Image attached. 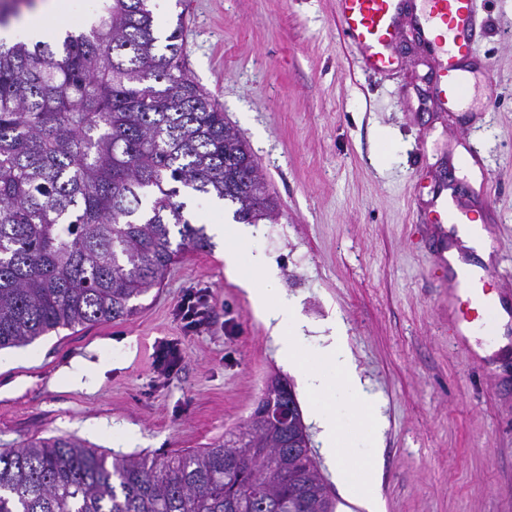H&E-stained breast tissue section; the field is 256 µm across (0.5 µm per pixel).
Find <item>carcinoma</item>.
Returning <instances> with one entry per match:
<instances>
[{
  "label": "carcinoma",
  "mask_w": 512,
  "mask_h": 512,
  "mask_svg": "<svg viewBox=\"0 0 512 512\" xmlns=\"http://www.w3.org/2000/svg\"><path fill=\"white\" fill-rule=\"evenodd\" d=\"M0 43V349L135 315L187 249L212 247L180 188L270 217L253 155L193 80L183 14L162 38L148 0ZM255 413L209 448L114 455L71 438L0 451V512H335L310 447Z\"/></svg>",
  "instance_id": "cac0c4a2"
}]
</instances>
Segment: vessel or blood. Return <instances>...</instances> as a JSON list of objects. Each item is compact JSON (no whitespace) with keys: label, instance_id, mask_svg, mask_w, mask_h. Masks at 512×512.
<instances>
[{"label":"vessel or blood","instance_id":"1","mask_svg":"<svg viewBox=\"0 0 512 512\" xmlns=\"http://www.w3.org/2000/svg\"><path fill=\"white\" fill-rule=\"evenodd\" d=\"M336 6L339 34L366 72L392 67L391 47L400 33V23L405 15H412L423 46L437 61L434 88L440 105H461L471 79L466 58L484 29L476 0H337ZM437 199L432 223L473 224L480 217L447 190H439ZM435 266L448 275V337L459 344L470 322L464 297L472 287L451 272L447 253L436 255Z\"/></svg>","mask_w":512,"mask_h":512}]
</instances>
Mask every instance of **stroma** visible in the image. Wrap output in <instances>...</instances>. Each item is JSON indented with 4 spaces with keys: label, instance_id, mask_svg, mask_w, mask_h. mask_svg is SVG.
Masks as SVG:
<instances>
[{
    "label": "stroma",
    "instance_id": "obj_1",
    "mask_svg": "<svg viewBox=\"0 0 512 512\" xmlns=\"http://www.w3.org/2000/svg\"><path fill=\"white\" fill-rule=\"evenodd\" d=\"M484 64L464 111L430 94L434 68L413 33L395 65L358 69L338 38L336 0H150L163 28L185 15L188 67L250 148L278 210L247 247L277 269L318 354L340 322L345 347L382 428L372 470L381 512H512V355L488 359L448 339V287L433 265L429 203L441 181L467 196L480 184L494 244L486 288L512 307V0H479ZM487 175L461 167L472 142ZM188 251L138 314L61 330L0 351V449L72 437L105 455L201 448L243 426L280 361L225 241ZM206 323L184 329L186 294ZM176 346L173 369L157 352ZM81 361L106 364L87 388L63 383ZM312 453L336 512H364L325 458Z\"/></svg>",
    "mask_w": 512,
    "mask_h": 512
}]
</instances>
